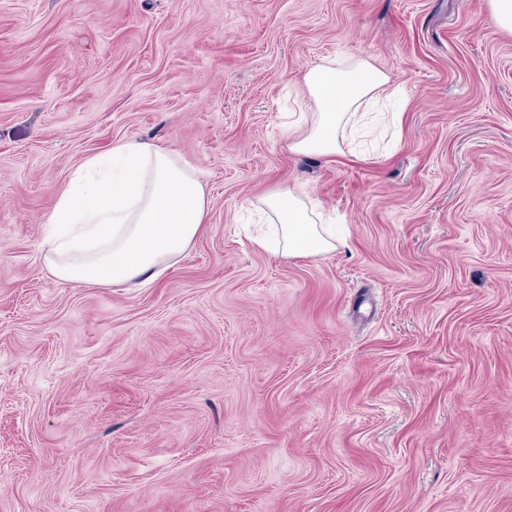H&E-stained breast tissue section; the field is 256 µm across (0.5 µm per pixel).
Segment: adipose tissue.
<instances>
[{
	"instance_id": "1",
	"label": "adipose tissue",
	"mask_w": 512,
	"mask_h": 512,
	"mask_svg": "<svg viewBox=\"0 0 512 512\" xmlns=\"http://www.w3.org/2000/svg\"><path fill=\"white\" fill-rule=\"evenodd\" d=\"M391 77L367 58L306 67L299 95L309 111L289 119L288 149L328 160L342 154L347 130L360 127L362 105L388 92ZM274 236L258 244L272 254L335 250L330 225L317 223L298 188L266 196ZM208 200L202 183L176 154L136 137L83 162L61 190L45 222V266L78 285H148L188 249L202 230Z\"/></svg>"
}]
</instances>
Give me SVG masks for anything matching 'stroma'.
Masks as SVG:
<instances>
[{
  "mask_svg": "<svg viewBox=\"0 0 512 512\" xmlns=\"http://www.w3.org/2000/svg\"><path fill=\"white\" fill-rule=\"evenodd\" d=\"M363 56L395 143L287 148ZM137 137L198 175L154 284L74 285L44 218ZM297 185L334 251L249 238ZM0 512H512V34L488 0H0Z\"/></svg>",
  "mask_w": 512,
  "mask_h": 512,
  "instance_id": "obj_1",
  "label": "stroma"
}]
</instances>
